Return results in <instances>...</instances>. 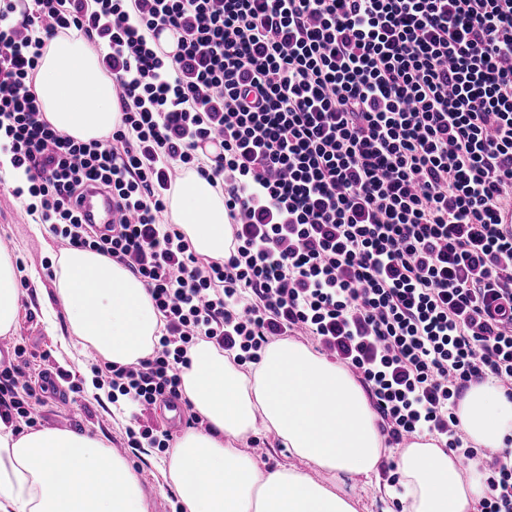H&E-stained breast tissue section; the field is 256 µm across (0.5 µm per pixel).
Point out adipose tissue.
I'll return each mask as SVG.
<instances>
[{
    "mask_svg": "<svg viewBox=\"0 0 512 512\" xmlns=\"http://www.w3.org/2000/svg\"><path fill=\"white\" fill-rule=\"evenodd\" d=\"M35 91L45 120L76 140L104 138L120 122L112 82L82 39H48ZM170 211L195 253L223 259L231 232L206 179L188 173ZM57 267L74 336L117 365L151 352L158 317L139 279L89 250L63 252ZM189 358L181 386L210 429L185 433L162 469L185 512H357L346 484L376 474L383 441L367 397L343 368L289 340L269 344L249 374L204 340ZM458 415L477 446L501 448L512 435V401L491 383L473 386ZM260 423L301 468H260L242 447ZM397 464L403 512H472L485 494L480 473L462 474L455 454L426 436L403 448ZM318 472L325 480H315ZM0 512H148V498L126 460L98 437L19 435L0 419Z\"/></svg>",
    "mask_w": 512,
    "mask_h": 512,
    "instance_id": "adipose-tissue-1",
    "label": "adipose tissue"
}]
</instances>
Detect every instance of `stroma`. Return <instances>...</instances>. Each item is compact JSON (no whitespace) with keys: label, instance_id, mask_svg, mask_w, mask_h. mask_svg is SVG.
<instances>
[{"label":"stroma","instance_id":"obj_1","mask_svg":"<svg viewBox=\"0 0 512 512\" xmlns=\"http://www.w3.org/2000/svg\"><path fill=\"white\" fill-rule=\"evenodd\" d=\"M16 262L18 302L12 337L25 345L26 372L35 388L32 408L37 428L77 430L99 436L115 454L124 456L151 490L150 512H184L174 490L158 493L167 451L125 450L130 424L124 402H113L111 391H98L95 367L104 359L72 336L67 314L57 300L56 260L63 252L48 225L27 213L23 199L0 186V242ZM52 375L50 388H42L43 375Z\"/></svg>","mask_w":512,"mask_h":512}]
</instances>
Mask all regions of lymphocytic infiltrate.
<instances>
[{"mask_svg": "<svg viewBox=\"0 0 512 512\" xmlns=\"http://www.w3.org/2000/svg\"><path fill=\"white\" fill-rule=\"evenodd\" d=\"M60 34L117 91L107 140L43 118L36 76ZM2 149L29 213L152 298L151 353L103 374L135 409L127 448L168 447L146 413L180 397L197 341L242 366L307 336L352 373L386 447L432 436L485 476L476 512H512V450L474 446L456 414L488 379L512 399V0H0ZM189 170L224 198V259L160 220ZM91 182L118 214L104 233L75 209ZM14 354L0 414L31 426Z\"/></svg>", "mask_w": 512, "mask_h": 512, "instance_id": "lymphocytic-infiltrate-1", "label": "lymphocytic infiltrate"}]
</instances>
